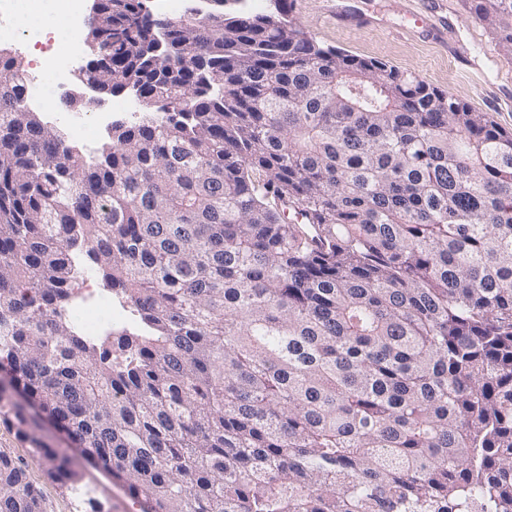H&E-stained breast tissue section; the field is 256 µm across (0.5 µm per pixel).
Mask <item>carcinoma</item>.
I'll list each match as a JSON object with an SVG mask.
<instances>
[{"label": "carcinoma", "mask_w": 512, "mask_h": 512, "mask_svg": "<svg viewBox=\"0 0 512 512\" xmlns=\"http://www.w3.org/2000/svg\"><path fill=\"white\" fill-rule=\"evenodd\" d=\"M201 2L98 0L76 80L143 112L90 159L0 48V422L143 512H512V134L288 0ZM469 2L512 52V0ZM76 251L144 327L120 360L58 316ZM0 512H44L1 451ZM42 437L54 452L59 455L66 454L81 460L80 470L84 474V481L96 489V495L104 503L108 512H143L141 503L128 496L125 488L112 479L105 476L100 471L93 469L79 454L76 448H73L67 438L52 427L48 422L43 421Z\"/></svg>", "instance_id": "1"}]
</instances>
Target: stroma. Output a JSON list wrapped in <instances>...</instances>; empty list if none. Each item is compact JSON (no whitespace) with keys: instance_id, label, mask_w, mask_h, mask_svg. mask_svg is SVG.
Returning a JSON list of instances; mask_svg holds the SVG:
<instances>
[{"instance_id":"1","label":"stroma","mask_w":512,"mask_h":512,"mask_svg":"<svg viewBox=\"0 0 512 512\" xmlns=\"http://www.w3.org/2000/svg\"><path fill=\"white\" fill-rule=\"evenodd\" d=\"M360 18L339 21L329 0H293L290 20L317 42L419 75L512 132V53L475 21L463 0H351ZM0 451L23 467L39 489L45 512H84L82 499L48 477V458L33 455L14 430L0 425ZM84 481L107 512H141L125 488L89 464Z\"/></svg>"}]
</instances>
